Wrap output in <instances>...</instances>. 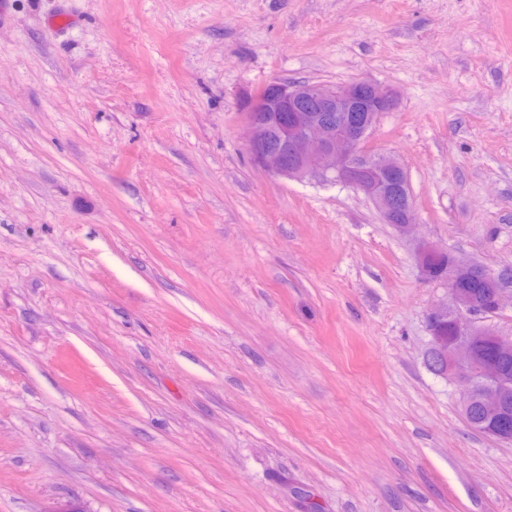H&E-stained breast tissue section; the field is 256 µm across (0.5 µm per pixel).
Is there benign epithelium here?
<instances>
[{
	"label": "benign epithelium",
	"instance_id": "obj_1",
	"mask_svg": "<svg viewBox=\"0 0 512 512\" xmlns=\"http://www.w3.org/2000/svg\"><path fill=\"white\" fill-rule=\"evenodd\" d=\"M396 105L394 89L368 80L333 86L272 80L253 93L243 109L247 150L254 167L276 177L343 183L362 193L401 235L412 238L420 270L437 257H448V299L428 314L431 336L426 362L444 377L466 386L464 410L472 404L487 415H499L512 404V376L483 362L481 348L490 343L501 361L512 358V336L506 337L482 319L503 309L512 296L499 288L503 270L464 263L424 236H415L407 171L391 154L370 146L381 115ZM477 279L492 289L481 302L457 288ZM446 322L451 343L440 341L434 326Z\"/></svg>",
	"mask_w": 512,
	"mask_h": 512
}]
</instances>
